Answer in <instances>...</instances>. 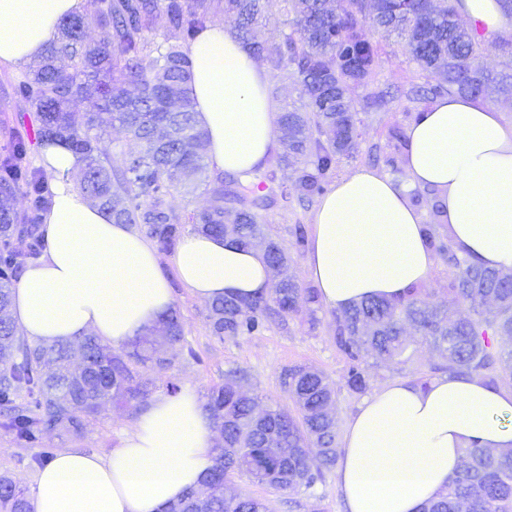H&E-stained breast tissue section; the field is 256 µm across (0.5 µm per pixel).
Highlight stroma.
<instances>
[{
	"instance_id": "stroma-1",
	"label": "stroma",
	"mask_w": 512,
	"mask_h": 512,
	"mask_svg": "<svg viewBox=\"0 0 512 512\" xmlns=\"http://www.w3.org/2000/svg\"><path fill=\"white\" fill-rule=\"evenodd\" d=\"M372 38L381 48L375 77L369 88H357L352 92L363 120L362 136L353 156L339 160L336 172L341 175L352 168L371 165L378 173L401 182L406 178L405 170H392L388 164L389 158L397 154V141L392 132L407 130L417 113L426 107L425 101L408 99L407 90L413 86H432L435 79L405 55L395 37L376 31ZM15 74V69L0 67V150L23 129L20 116L25 106L10 93ZM371 89H389L395 91L396 96L385 108H371L366 104V94ZM289 190L296 199L295 204L266 211L265 222L269 233L290 253L291 273L301 287L309 288L313 282L305 271L306 247L297 243L295 233L299 230L311 233L313 209L298 204L297 199L303 194L298 183H290ZM170 285L173 304L183 317L185 342L171 352L169 370L155 374V394L166 393L167 384L172 381L182 388L191 387L202 396L211 386L223 383L227 370L240 367L248 373L249 388L289 410L293 402L281 385V375L290 366L305 364L336 381L338 424L346 426L362 398L349 393L341 382L344 361L333 340V310L324 304H316L315 323L311 326L294 319L283 328L277 322L263 318L252 333L222 340L210 332L208 304L196 300L178 280H171ZM138 418V412L131 406L109 410L91 421L86 435L79 440L42 434L29 443L0 429V475L12 476L24 490H31L37 469L60 452L81 450L110 457L117 441L136 426ZM233 483L241 494L268 502L272 512H311L316 504L322 512H348L337 475L333 472L311 489L300 492V504L296 507L289 503V492L255 484L247 476H234Z\"/></svg>"
}]
</instances>
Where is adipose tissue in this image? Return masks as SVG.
<instances>
[{
	"mask_svg": "<svg viewBox=\"0 0 512 512\" xmlns=\"http://www.w3.org/2000/svg\"><path fill=\"white\" fill-rule=\"evenodd\" d=\"M470 25L489 39L512 35L497 0H461ZM83 0H0V66L38 58L58 23ZM190 89L207 138L212 172L250 180L275 149L277 111L266 69L215 25L191 49ZM53 173L44 219L45 254L14 287L12 314L30 342L50 345L94 334L130 342L173 305L165 274L210 301L268 295L264 252L191 231L168 264L147 237L112 223L74 186L77 157L42 147ZM407 180L358 167L322 196L312 219L306 272L322 302L341 310L368 297L396 298L426 283L435 267L412 191L431 189L459 252L493 269H512V126L497 108L451 94L419 112L408 129ZM512 391L448 374L427 387L397 379L366 398L348 421L337 463L349 512H420L441 491L472 442L512 446ZM215 432L197 393L159 395L109 458L64 451L39 468L34 512H161L198 487L213 464Z\"/></svg>",
	"mask_w": 512,
	"mask_h": 512,
	"instance_id": "ef3b65f1",
	"label": "adipose tissue"
}]
</instances>
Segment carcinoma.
<instances>
[{"label":"carcinoma","mask_w":512,"mask_h":512,"mask_svg":"<svg viewBox=\"0 0 512 512\" xmlns=\"http://www.w3.org/2000/svg\"><path fill=\"white\" fill-rule=\"evenodd\" d=\"M278 2L285 30L268 43L256 38L255 28L268 20L271 0H89L82 13L60 21L38 69L14 78L13 95L26 105L30 124L0 156V428L18 440L32 441L42 432L81 439L107 405L147 403L153 386L148 371L169 368L167 351L185 341L175 309L118 351L92 334L51 346H32L18 335L13 281L45 246L42 225L51 201L42 169L31 160V143L65 145L81 162L70 174L79 191L112 222L140 229L161 251L175 247L189 224L242 246L265 242L267 263L280 278L266 297L212 301L210 331L222 339L251 332L261 317L296 318L316 302L315 291L288 274L290 256L269 235L262 213L288 202L276 169L292 170L312 199L323 193L337 160L355 149L362 130L351 92L369 85L380 55L370 30L396 33L409 57L438 79L435 93L512 97V65H477L487 42L459 14L457 0H416L405 9L399 0ZM220 14L234 19L233 35L272 77L293 84L305 100L302 110L280 109L279 150L247 185L209 170L189 88L191 47ZM90 28L105 33L95 47L84 43ZM76 101L88 105L80 120L70 112ZM116 125L140 142V151L110 138ZM200 188L205 205L174 206L176 194L192 196ZM20 196L27 202L22 210L15 205ZM426 235L452 270L449 291L467 314L449 315L419 287L336 311L333 339L352 394L367 391L372 368H409L415 356L410 329L445 360L419 371L415 382L421 386H427L426 373L443 369L493 387L512 382V344L500 343L512 338V270L485 268L460 254L433 224ZM245 382L244 371L232 368L205 395L203 409L223 437L202 481L209 493L199 497L191 489L164 512H267L259 498L227 497L225 474L297 492L336 468V392L325 373L304 365L284 370L282 386L294 414L268 406L256 416L262 398L242 390ZM0 512H33L24 490L6 474L0 475ZM421 512H512V446L465 449L446 487Z\"/></svg>","instance_id":"obj_1"}]
</instances>
